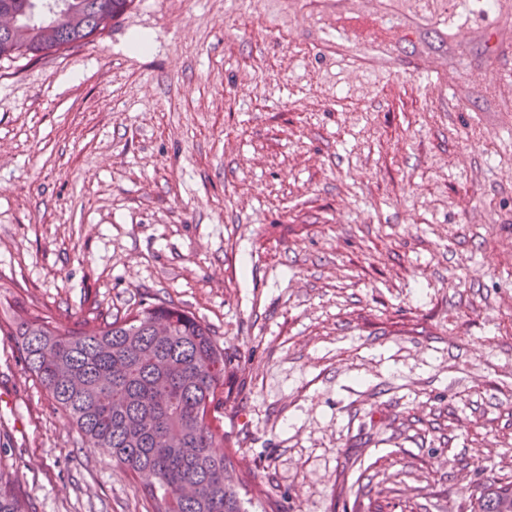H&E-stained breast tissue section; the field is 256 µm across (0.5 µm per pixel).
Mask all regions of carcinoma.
Here are the masks:
<instances>
[{"instance_id":"obj_1","label":"carcinoma","mask_w":512,"mask_h":512,"mask_svg":"<svg viewBox=\"0 0 512 512\" xmlns=\"http://www.w3.org/2000/svg\"><path fill=\"white\" fill-rule=\"evenodd\" d=\"M44 0H0L27 17ZM55 18L57 43L79 46L105 31L133 0H66ZM52 53L24 21L0 31V57ZM0 332L21 351L53 404L70 416L85 444L140 478L154 512H244L224 447V347L190 312L147 303L86 329L43 310L13 314ZM0 512H30L13 474L0 471ZM474 512H512V483L486 486Z\"/></svg>"}]
</instances>
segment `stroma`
<instances>
[{
    "label": "stroma",
    "mask_w": 512,
    "mask_h": 512,
    "mask_svg": "<svg viewBox=\"0 0 512 512\" xmlns=\"http://www.w3.org/2000/svg\"><path fill=\"white\" fill-rule=\"evenodd\" d=\"M510 43L512 0H134L1 58L0 303L193 313L247 512H470L512 482ZM0 464L33 512H153L3 335Z\"/></svg>",
    "instance_id": "1"
}]
</instances>
